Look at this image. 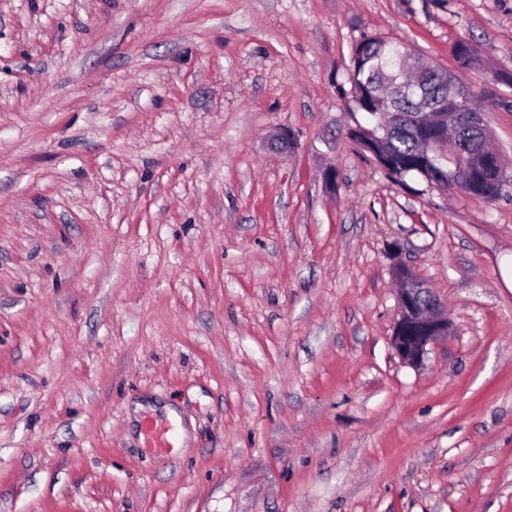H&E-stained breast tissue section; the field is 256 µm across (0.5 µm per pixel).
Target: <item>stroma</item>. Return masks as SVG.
<instances>
[{"mask_svg":"<svg viewBox=\"0 0 512 512\" xmlns=\"http://www.w3.org/2000/svg\"><path fill=\"white\" fill-rule=\"evenodd\" d=\"M370 36L512 160V0H0V512H512V195L348 138ZM470 96L460 89L456 91L446 99L439 101L435 107H430L428 118L431 120L435 118L438 121L448 122L456 126L460 122L468 121L469 123L478 126V124H484V118L481 115L480 110H473L470 107ZM428 289L417 277H407L399 288V313L391 345L403 363L415 367L423 365L428 346L448 337V316Z\"/></svg>","mask_w":512,"mask_h":512,"instance_id":"obj_1","label":"stroma"}]
</instances>
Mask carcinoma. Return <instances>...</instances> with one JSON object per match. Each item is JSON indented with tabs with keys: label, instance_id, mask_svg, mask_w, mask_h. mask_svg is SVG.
Returning a JSON list of instances; mask_svg holds the SVG:
<instances>
[{
	"label": "carcinoma",
	"instance_id": "obj_1",
	"mask_svg": "<svg viewBox=\"0 0 512 512\" xmlns=\"http://www.w3.org/2000/svg\"><path fill=\"white\" fill-rule=\"evenodd\" d=\"M355 52L359 57L348 76L350 94L366 119L356 129L349 130L348 137L371 158L391 163V174L396 176V182L403 184L405 178L424 171L420 145L439 135L436 128L419 119L418 97L406 92L409 81L402 79L395 69L397 56L412 55L414 50L406 43L374 36L363 39ZM455 55L463 67L480 62L476 47L468 41L457 44ZM424 90L435 97L449 94L445 70L439 68L437 74L425 80ZM442 162L456 172L455 182L446 183L448 189L467 191L470 170L466 159L450 149ZM505 193V189L498 187L497 175L492 174L482 190L471 197L489 203Z\"/></svg>",
	"mask_w": 512,
	"mask_h": 512
}]
</instances>
